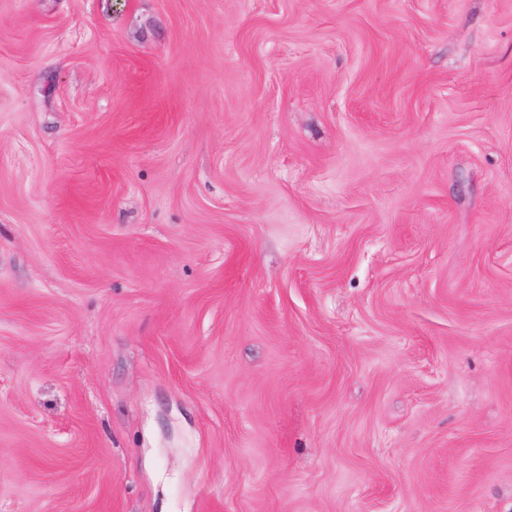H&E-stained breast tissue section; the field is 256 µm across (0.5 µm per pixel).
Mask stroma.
<instances>
[{
  "label": "stroma",
  "mask_w": 512,
  "mask_h": 512,
  "mask_svg": "<svg viewBox=\"0 0 512 512\" xmlns=\"http://www.w3.org/2000/svg\"><path fill=\"white\" fill-rule=\"evenodd\" d=\"M0 512H512V0H0Z\"/></svg>",
  "instance_id": "obj_1"
}]
</instances>
